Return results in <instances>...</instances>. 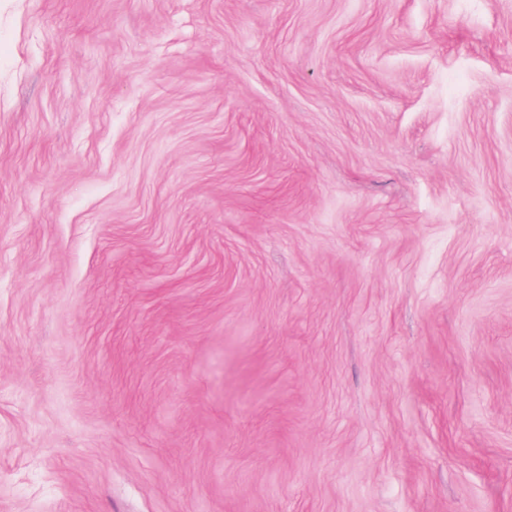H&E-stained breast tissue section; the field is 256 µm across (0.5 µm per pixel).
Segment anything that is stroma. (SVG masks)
Here are the masks:
<instances>
[{"instance_id": "stroma-1", "label": "stroma", "mask_w": 512, "mask_h": 512, "mask_svg": "<svg viewBox=\"0 0 512 512\" xmlns=\"http://www.w3.org/2000/svg\"><path fill=\"white\" fill-rule=\"evenodd\" d=\"M0 512H512V0H0Z\"/></svg>"}]
</instances>
